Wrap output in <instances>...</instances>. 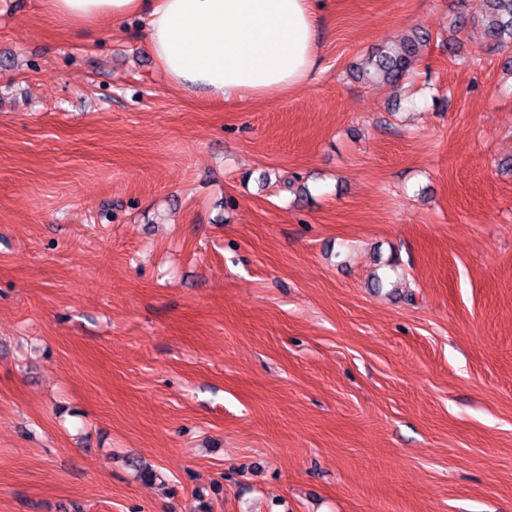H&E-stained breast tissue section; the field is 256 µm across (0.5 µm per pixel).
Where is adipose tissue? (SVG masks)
<instances>
[{
	"label": "adipose tissue",
	"instance_id": "adipose-tissue-1",
	"mask_svg": "<svg viewBox=\"0 0 512 512\" xmlns=\"http://www.w3.org/2000/svg\"><path fill=\"white\" fill-rule=\"evenodd\" d=\"M49 21L117 27L143 38L169 82L249 99L308 80L322 49L318 0H46Z\"/></svg>",
	"mask_w": 512,
	"mask_h": 512
}]
</instances>
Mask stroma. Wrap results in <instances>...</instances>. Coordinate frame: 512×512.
<instances>
[{
  "instance_id": "stroma-1",
  "label": "stroma",
  "mask_w": 512,
  "mask_h": 512,
  "mask_svg": "<svg viewBox=\"0 0 512 512\" xmlns=\"http://www.w3.org/2000/svg\"><path fill=\"white\" fill-rule=\"evenodd\" d=\"M322 2L225 101L0 0V512H512V48ZM417 27L405 94L352 74Z\"/></svg>"
}]
</instances>
